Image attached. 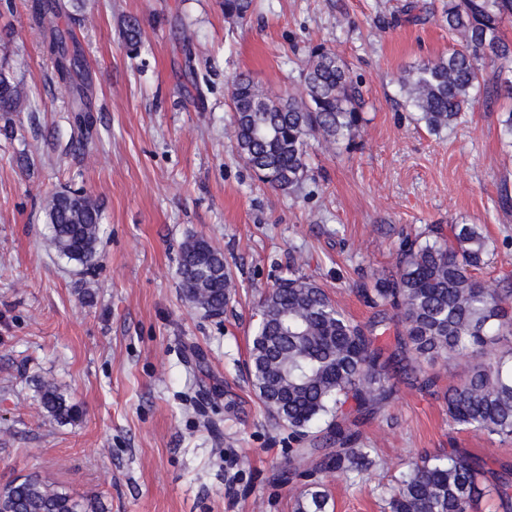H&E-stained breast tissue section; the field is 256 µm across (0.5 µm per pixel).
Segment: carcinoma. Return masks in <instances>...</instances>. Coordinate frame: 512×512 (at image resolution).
<instances>
[{"label": "carcinoma", "instance_id": "cac0c4a2", "mask_svg": "<svg viewBox=\"0 0 512 512\" xmlns=\"http://www.w3.org/2000/svg\"><path fill=\"white\" fill-rule=\"evenodd\" d=\"M253 0H224V18L242 22ZM512 17V0H448L441 15L459 47L403 71L398 82L406 102L431 131L455 122L477 93L512 95L480 60L512 62V40L501 32ZM136 20L123 38L132 51L141 41ZM58 78L67 94L77 88L66 68V37L48 43ZM23 86L0 70V112H17ZM230 99L240 157L258 179L275 191L295 192L309 176V141L333 146L356 137L363 122V94L345 60L321 44L312 47L300 74V87L286 97L270 95L247 74L238 77ZM43 246L82 266L94 264L102 231L98 200L87 193L58 192L44 205ZM490 243L476 224L451 228L444 242L407 240L395 270L376 279L374 305L393 309L399 327L390 355L376 345L378 320L354 323L328 294L296 270L278 280L263 297L260 322L251 336L252 389L268 413L291 430L299 444L288 449L289 478H309L307 459L322 455L325 470L358 475L378 464L373 449L356 448V432L344 427L343 408L357 417L372 415L394 395L388 369L402 370L413 388L431 391L440 369H452L456 382L444 399L451 425L476 435L512 436V284H486L479 273L489 264ZM177 275L189 306L208 316L224 314L236 284L224 254L208 240L187 237L180 246ZM39 406L49 420L77 422L82 411L53 380L38 382ZM325 425V437L309 434ZM487 462L455 450L425 454L403 472L388 501L390 512H471L487 487L480 483ZM492 490L503 512H512V468L493 475ZM0 512H104L84 504L37 473L0 488ZM295 512H328V495L317 481L297 499Z\"/></svg>", "mask_w": 512, "mask_h": 512}]
</instances>
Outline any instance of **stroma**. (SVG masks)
<instances>
[{"label": "stroma", "instance_id": "obj_1", "mask_svg": "<svg viewBox=\"0 0 512 512\" xmlns=\"http://www.w3.org/2000/svg\"><path fill=\"white\" fill-rule=\"evenodd\" d=\"M407 0H255L246 21L222 0H69L31 29L33 0H0V68L21 82V111L0 114V486L31 471L106 512H294L285 483L289 430L259 404L248 347L260 300L293 267L355 323L379 314L360 295L393 271L403 239L477 224L495 250L482 278L512 275V99L478 95L430 132L399 74L447 54L455 38L412 22ZM137 17L144 44L121 31ZM73 31L86 60L82 117L49 60L46 30ZM192 32L184 44L183 32ZM335 50L361 81L364 124L349 144L308 149L294 193L264 186L241 160L230 94L249 74L296 91L310 46ZM84 191L103 210L93 271L46 252V197ZM205 237L237 284L224 313L185 301L181 242ZM99 282L93 303L77 289ZM82 410L73 424L40 412L39 379ZM396 397L359 427L383 467L323 477L329 512H384L411 460L456 448L512 465V438L452 426L440 394L395 377Z\"/></svg>", "mask_w": 512, "mask_h": 512}]
</instances>
